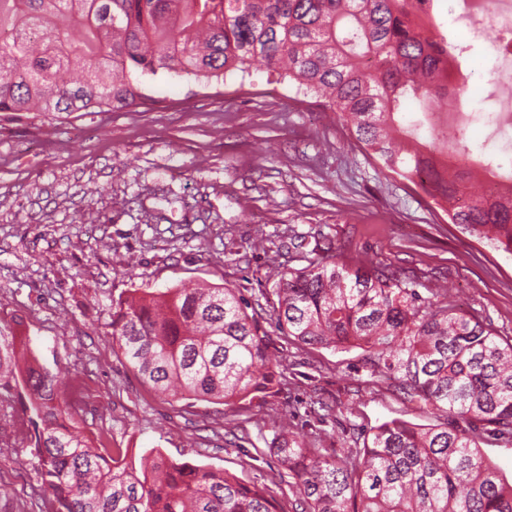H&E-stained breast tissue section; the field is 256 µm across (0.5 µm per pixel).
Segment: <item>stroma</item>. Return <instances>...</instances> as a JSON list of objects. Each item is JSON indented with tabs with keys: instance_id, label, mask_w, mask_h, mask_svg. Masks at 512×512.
Listing matches in <instances>:
<instances>
[{
	"instance_id": "1",
	"label": "stroma",
	"mask_w": 512,
	"mask_h": 512,
	"mask_svg": "<svg viewBox=\"0 0 512 512\" xmlns=\"http://www.w3.org/2000/svg\"><path fill=\"white\" fill-rule=\"evenodd\" d=\"M452 0H433V33L468 47L467 105L491 103L492 59ZM117 112L0 113V325L18 320L46 364L80 371L86 432L107 429L132 460L156 449L298 504L270 456L281 420L349 455L391 420L445 425L404 399L360 349L312 348L275 326L271 269L300 268L289 233L333 241L346 261L414 278L512 340V255L450 224L419 186L384 171L320 98L265 69L203 87L142 79ZM206 282L240 290L281 360L265 400L169 402L113 350L112 301L135 288ZM0 512H46L37 461L0 452Z\"/></svg>"
}]
</instances>
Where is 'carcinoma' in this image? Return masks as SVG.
I'll use <instances>...</instances> for the list:
<instances>
[{
  "label": "carcinoma",
  "mask_w": 512,
  "mask_h": 512,
  "mask_svg": "<svg viewBox=\"0 0 512 512\" xmlns=\"http://www.w3.org/2000/svg\"><path fill=\"white\" fill-rule=\"evenodd\" d=\"M421 0H0V112H111L145 98L142 75L219 84L262 64L324 100L381 166L421 186L470 234L512 254V170L469 152L465 126L430 142L402 125L467 83L449 70L459 46L429 35ZM504 182L470 194L472 168ZM280 272L277 328L302 344L361 349L409 401L451 418L370 430L342 457L288 428L270 448L294 479L302 512H512V482L480 453L475 431L512 435V341L474 315L422 297L415 281L371 260L350 265L331 241ZM234 288L131 291L112 301L116 347L171 401L261 397L280 380L269 335ZM15 445L37 459L53 512H278L265 489L224 470L153 451L135 468L109 431L90 439L67 387L16 328L0 327V417L15 403Z\"/></svg>",
  "instance_id": "carcinoma-1"
}]
</instances>
